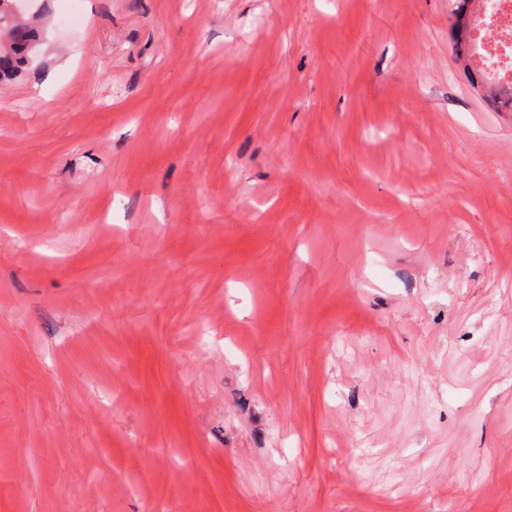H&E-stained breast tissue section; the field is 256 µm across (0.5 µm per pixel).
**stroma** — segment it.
<instances>
[{"instance_id":"stroma-1","label":"stroma","mask_w":512,"mask_h":512,"mask_svg":"<svg viewBox=\"0 0 512 512\" xmlns=\"http://www.w3.org/2000/svg\"><path fill=\"white\" fill-rule=\"evenodd\" d=\"M452 4L31 0L0 512H512V112Z\"/></svg>"}]
</instances>
